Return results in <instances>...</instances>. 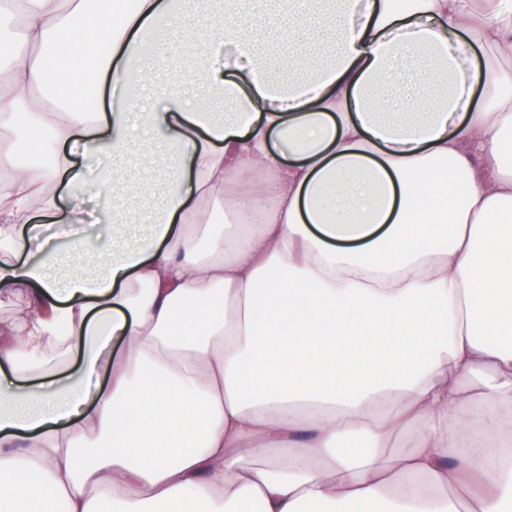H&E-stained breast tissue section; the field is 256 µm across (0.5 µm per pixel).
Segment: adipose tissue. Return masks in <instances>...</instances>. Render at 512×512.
I'll return each instance as SVG.
<instances>
[{
  "mask_svg": "<svg viewBox=\"0 0 512 512\" xmlns=\"http://www.w3.org/2000/svg\"><path fill=\"white\" fill-rule=\"evenodd\" d=\"M85 2L0 0V512H512V0ZM82 87L83 89L81 91ZM76 88L78 90L77 99L75 101L76 107L87 114L97 112L99 96L94 81L90 77L84 76L81 84ZM86 222L83 224H54L49 216L31 215L22 224H35L36 230L32 242L22 255L25 261L34 262L41 259L52 250L69 248L73 241L72 236L81 237L89 250L103 242L112 235V218L108 214L107 202L96 193L89 194L84 202ZM97 211L99 221L91 215Z\"/></svg>",
  "mask_w": 512,
  "mask_h": 512,
  "instance_id": "adipose-tissue-1",
  "label": "adipose tissue"
}]
</instances>
